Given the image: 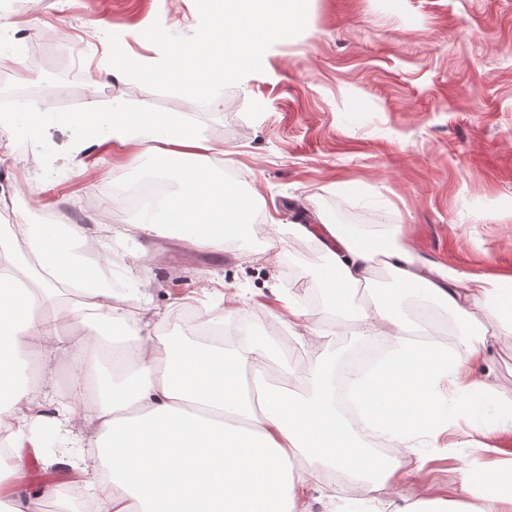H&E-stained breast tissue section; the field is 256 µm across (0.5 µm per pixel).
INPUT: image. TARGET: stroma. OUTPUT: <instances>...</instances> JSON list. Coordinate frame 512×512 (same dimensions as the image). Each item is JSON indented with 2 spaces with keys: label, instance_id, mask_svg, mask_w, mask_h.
I'll return each instance as SVG.
<instances>
[{
  "label": "stroma",
  "instance_id": "stroma-1",
  "mask_svg": "<svg viewBox=\"0 0 512 512\" xmlns=\"http://www.w3.org/2000/svg\"><path fill=\"white\" fill-rule=\"evenodd\" d=\"M195 0H39L32 10L0 12V95L22 96L29 112L55 106L61 117L27 140L0 130V225L108 224L112 260L91 240L87 261L99 264L115 291L150 269L161 281L152 301L168 308L166 334L190 341L201 331L181 308L191 298L221 316L210 280L224 295L264 288L262 261L231 248L198 247L166 233H127L139 216L114 185L134 157L92 151L86 170L71 162V126L63 119L53 74L69 73L72 102L85 111L119 104L135 112L195 119V101L152 91L126 78L105 77L106 36L145 16L166 18L173 33H194ZM196 133L223 154L227 172L257 198L253 218L273 215L281 264L277 275L304 295L323 258L294 224L326 214L361 224L377 238L401 225L429 262L475 276L512 274V0H309L308 25L281 40L262 72L227 87ZM512 303L476 307L472 315L494 334L495 383L512 407V331L501 325ZM278 363L303 371L320 348L318 336L337 320L311 309L299 320L274 319ZM473 456L468 447L430 464L407 493L456 497ZM311 488L313 512H369L366 486Z\"/></svg>",
  "mask_w": 512,
  "mask_h": 512
}]
</instances>
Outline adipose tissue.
I'll return each mask as SVG.
<instances>
[{
    "label": "adipose tissue",
    "mask_w": 512,
    "mask_h": 512,
    "mask_svg": "<svg viewBox=\"0 0 512 512\" xmlns=\"http://www.w3.org/2000/svg\"><path fill=\"white\" fill-rule=\"evenodd\" d=\"M76 151L132 149L137 165L119 193L144 210L134 232L158 227L200 247L233 243L249 254L255 235L278 231L250 220L252 201L223 177V162L189 166L209 146L177 115L152 117L116 105L77 121ZM87 227L60 221L26 227L24 250L14 247V226H0V447L39 453L49 436L66 434L73 403L85 412L79 432L94 460L65 465L79 482L111 490L96 496L95 512H311L307 479L294 476L290 456L307 452L326 475L367 474L369 491L408 482L412 472L444 459L460 437L477 440L481 455L470 474L481 479L478 503L388 498L376 512H512V408H502L491 379L492 339L469 316L512 294V276L468 277L453 268L427 267L390 225L372 246L360 224L319 217L292 231L323 256L312 286L301 298L287 287L268 289L278 307L297 318L318 306L345 323L346 333L323 335L322 348L301 373L287 371L289 391L272 386L262 367L275 350L250 320V299L224 310L216 335L180 343L164 336L168 313L150 301V273L126 293L137 310L120 305L100 287L98 269L83 257ZM381 263L392 284L373 289L353 307L350 289ZM64 289L57 309L87 323L101 339L95 362L102 385L77 387L70 401L47 397L45 367L61 359L80 365L84 349L72 336L48 328L39 299ZM450 324L452 344L434 341L429 324ZM36 352L30 369L22 353ZM415 460L413 471L371 454L373 437Z\"/></svg>",
    "instance_id": "adipose-tissue-1"
}]
</instances>
